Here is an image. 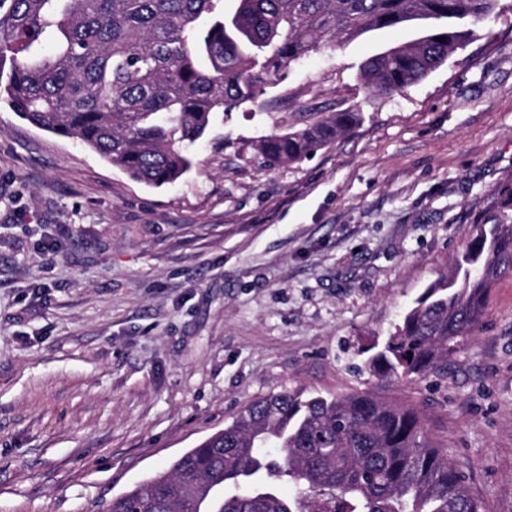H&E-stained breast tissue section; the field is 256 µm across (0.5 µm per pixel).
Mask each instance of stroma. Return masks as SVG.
<instances>
[{"label": "stroma", "instance_id": "35a3bbf8", "mask_svg": "<svg viewBox=\"0 0 512 512\" xmlns=\"http://www.w3.org/2000/svg\"><path fill=\"white\" fill-rule=\"evenodd\" d=\"M410 27L330 43L215 113L153 188L0 102V512H104L258 397L377 386L383 343L512 176V0L419 83L359 66ZM363 114L312 158L259 140ZM485 512H512V274L448 378L395 380Z\"/></svg>", "mask_w": 512, "mask_h": 512}]
</instances>
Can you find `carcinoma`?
Segmentation results:
<instances>
[{"label":"carcinoma","instance_id":"1","mask_svg":"<svg viewBox=\"0 0 512 512\" xmlns=\"http://www.w3.org/2000/svg\"><path fill=\"white\" fill-rule=\"evenodd\" d=\"M0 0V100L32 126L79 142L161 187L190 167L218 110L326 42L417 25L419 38L360 66L391 95L463 49L497 0ZM363 121L353 109L262 138L269 163H300ZM512 272V179L488 196L449 274L430 283L368 359L381 381L446 378L496 282ZM281 453L272 457L270 446ZM288 484L292 492H283ZM483 512L419 411L371 391L284 389L250 404L105 512Z\"/></svg>","mask_w":512,"mask_h":512}]
</instances>
